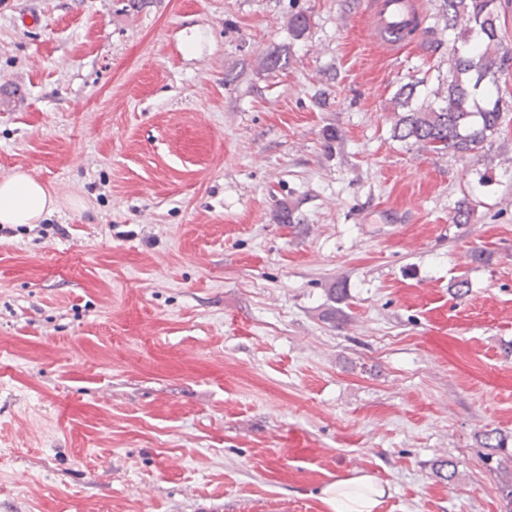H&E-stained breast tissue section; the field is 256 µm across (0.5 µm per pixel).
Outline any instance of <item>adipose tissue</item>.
Segmentation results:
<instances>
[{
    "label": "adipose tissue",
    "instance_id": "1",
    "mask_svg": "<svg viewBox=\"0 0 512 512\" xmlns=\"http://www.w3.org/2000/svg\"><path fill=\"white\" fill-rule=\"evenodd\" d=\"M55 200L35 177L17 172L0 179V224H35L53 212ZM387 490L368 474L330 482L320 499L328 512H377Z\"/></svg>",
    "mask_w": 512,
    "mask_h": 512
}]
</instances>
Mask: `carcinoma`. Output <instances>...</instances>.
<instances>
[{
	"label": "carcinoma",
	"mask_w": 512,
	"mask_h": 512,
	"mask_svg": "<svg viewBox=\"0 0 512 512\" xmlns=\"http://www.w3.org/2000/svg\"><path fill=\"white\" fill-rule=\"evenodd\" d=\"M310 18L297 11L288 19L293 39L303 38ZM448 33V81L435 92L437 102L416 104L418 83L408 82L393 96V138L417 144L437 155L460 158L484 150L502 123V98L495 95L501 75L512 66V54L499 39L496 0H440L439 15L414 14L401 38H431ZM288 53L270 50L263 58L268 71L288 68Z\"/></svg>",
	"instance_id": "cac0c4a2"
}]
</instances>
